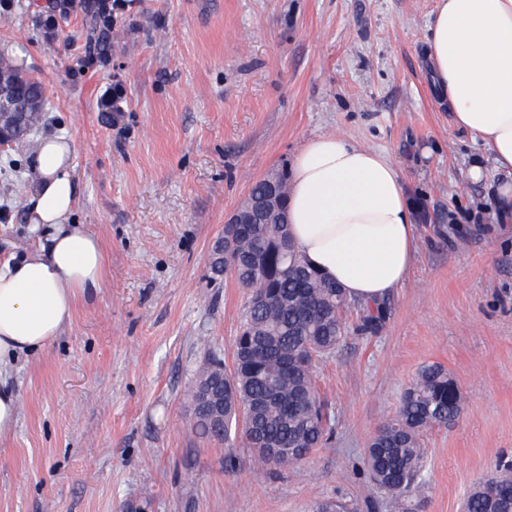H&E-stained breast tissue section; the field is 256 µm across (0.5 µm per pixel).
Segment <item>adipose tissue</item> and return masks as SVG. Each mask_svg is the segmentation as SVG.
<instances>
[{"label":"adipose tissue","mask_w":512,"mask_h":512,"mask_svg":"<svg viewBox=\"0 0 512 512\" xmlns=\"http://www.w3.org/2000/svg\"><path fill=\"white\" fill-rule=\"evenodd\" d=\"M433 89L457 127L512 172V0H438L428 23ZM71 144L45 138L35 152L31 230L41 244L0 267V436L18 401L15 360L44 350L93 302L107 275L100 239L70 216L76 204ZM288 223L297 252L349 297L379 302L400 287L418 239L405 180L384 154L335 134L307 139L292 161Z\"/></svg>","instance_id":"adipose-tissue-1"}]
</instances>
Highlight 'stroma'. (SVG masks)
<instances>
[{
  "mask_svg": "<svg viewBox=\"0 0 512 512\" xmlns=\"http://www.w3.org/2000/svg\"><path fill=\"white\" fill-rule=\"evenodd\" d=\"M13 0L0 56L43 89L24 147L0 149V265L39 244L28 224L33 147L67 137L74 223L97 235L107 284L45 351L19 357V420L0 437V512H312L369 499L364 451L424 367L465 401L423 437L414 512H462L512 463V223L485 214L512 174L468 168L482 148L432 91L437 0H142L133 19L61 17ZM121 83L123 109H102ZM335 133L386 154L417 207L411 269L371 335L319 369L333 433L299 468H255L193 428L188 391L231 362L246 294L210 254L253 184L308 138ZM235 465L227 467L226 454Z\"/></svg>",
  "mask_w": 512,
  "mask_h": 512,
  "instance_id": "obj_1",
  "label": "stroma"
}]
</instances>
